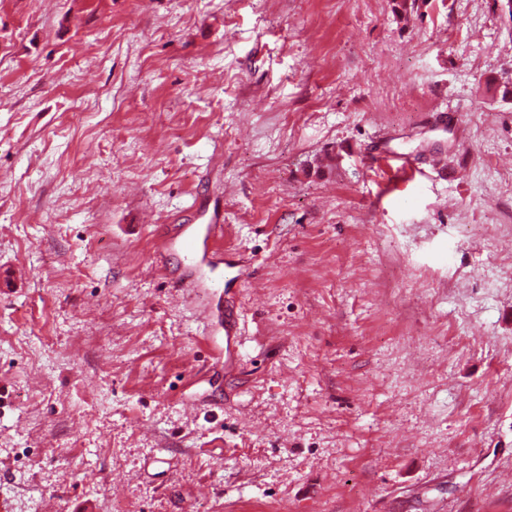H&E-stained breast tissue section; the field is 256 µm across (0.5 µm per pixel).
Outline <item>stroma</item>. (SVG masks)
Instances as JSON below:
<instances>
[{
    "mask_svg": "<svg viewBox=\"0 0 512 512\" xmlns=\"http://www.w3.org/2000/svg\"><path fill=\"white\" fill-rule=\"evenodd\" d=\"M398 3L0 0L10 512H512V14ZM224 226L222 224H206L200 234L186 240L191 256L202 252L203 255L220 259L223 253ZM244 272L237 265L224 262V283L218 282L216 288H220L224 294V357L238 353V317L235 298L231 285L241 280Z\"/></svg>",
    "mask_w": 512,
    "mask_h": 512,
    "instance_id": "35a3bbf8",
    "label": "stroma"
}]
</instances>
